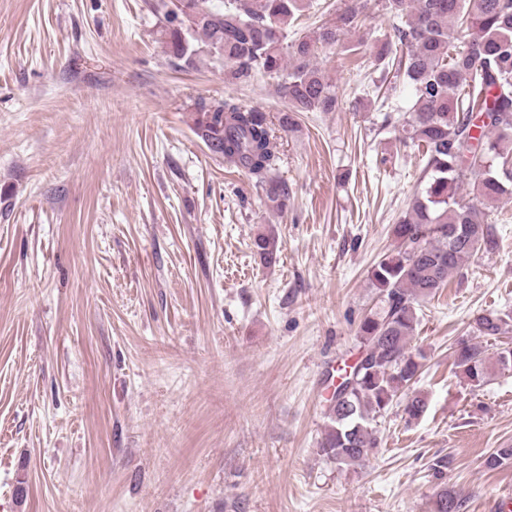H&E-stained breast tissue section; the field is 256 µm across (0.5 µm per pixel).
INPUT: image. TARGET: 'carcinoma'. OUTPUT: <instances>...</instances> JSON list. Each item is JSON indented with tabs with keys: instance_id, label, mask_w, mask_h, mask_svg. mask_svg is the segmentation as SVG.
Listing matches in <instances>:
<instances>
[{
	"instance_id": "obj_1",
	"label": "carcinoma",
	"mask_w": 512,
	"mask_h": 512,
	"mask_svg": "<svg viewBox=\"0 0 512 512\" xmlns=\"http://www.w3.org/2000/svg\"><path fill=\"white\" fill-rule=\"evenodd\" d=\"M367 0H348L332 21L310 34L288 38V31L316 0H183L166 11L168 44L178 59L191 60L184 30L202 36L224 60L226 78L248 82L257 75L281 79L288 107L278 119L284 130L300 112H334L335 86L314 64L318 52L342 42L357 24ZM400 20L392 33L375 40V62L412 90L414 103L402 125L403 139L423 149L425 188L410 201L392 233L398 246L371 269L381 307L358 326L363 349L344 367L343 379L326 398L328 425L318 451L349 466L362 465L378 439L374 417L394 399L405 397L409 418L427 409L426 397L411 390L425 355L410 350L419 324L416 305L435 295L462 263L496 243L485 208L512 198V0H381ZM462 45H455V41ZM194 132L213 154L247 172L263 187L267 202L286 208L288 187L275 177L280 156L276 136L262 112L234 97L200 103ZM471 187L465 201L461 186ZM260 259L277 260L275 238L254 240ZM506 315L490 311L475 321L478 336L501 334ZM457 373L473 387L499 370L512 369V347L489 353L473 336L453 348ZM512 464L505 446L484 460L489 470ZM456 490L436 494L435 512H461Z\"/></svg>"
}]
</instances>
